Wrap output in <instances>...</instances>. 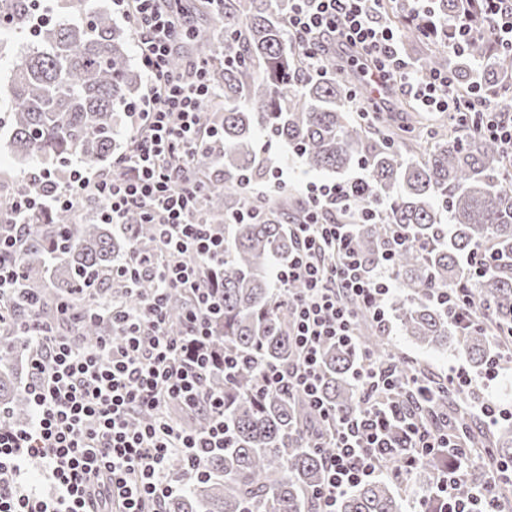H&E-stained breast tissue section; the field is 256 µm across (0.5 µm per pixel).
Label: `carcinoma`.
<instances>
[{"label": "carcinoma", "mask_w": 512, "mask_h": 512, "mask_svg": "<svg viewBox=\"0 0 512 512\" xmlns=\"http://www.w3.org/2000/svg\"><path fill=\"white\" fill-rule=\"evenodd\" d=\"M73 11H92L90 25L59 21L39 27L36 43L16 57L7 137L12 153L31 169L64 173L74 162L112 166V159L130 151L136 139L129 112L142 105L141 71L132 63L127 34L112 14L89 0H63ZM433 30L415 60L424 73L453 75L461 95L469 96L479 82L482 96L507 105L504 89L512 78V51L491 33L475 35L461 55L448 51L445 22L463 14L482 23L477 0H429ZM181 14L215 10L224 20V63L210 68L212 83L223 93L224 107L203 108L204 125L217 129L194 152L191 175L203 183L210 223L224 232V269L215 277L224 292V323L211 340L217 353L245 359L237 374L227 377L217 367L208 386L224 392V420L231 438L224 452L203 461L206 476L186 492L172 497L165 512H317L310 497L322 481V460L330 448H314L329 434L305 403L286 392L257 394L256 363L288 367L293 358L289 336L288 296L274 291L271 269L288 261L295 240L288 225L303 214L304 202L286 191L253 195L244 178L254 181L271 167L255 149L260 134L288 146L308 172L342 177L354 166L364 169L362 196L351 211L369 203L382 207L381 217L357 224L351 246L366 266L384 261L391 250L389 271L398 293L391 299L400 328L415 343L437 349L448 345L452 323L448 309L432 295L439 288L473 287L477 298L491 306L489 327L472 328L460 337L472 366L484 369L497 355L498 342L512 330V174L502 145L480 133L470 116L463 135L411 136L394 129L391 117L379 112L369 124L352 116L349 83L352 74H338L336 57L326 55L317 75L309 71L297 45L286 39L288 0H223L217 5L169 4ZM26 0H0V13L12 15L14 26L0 35L22 37L31 25ZM413 4L391 0L387 17L398 27L411 23ZM213 28L193 27L185 45L209 44ZM17 191L42 194L47 187L25 175L14 190L0 193V224L6 223ZM249 207L253 224L233 223V214ZM398 225L408 241L392 243ZM154 244L153 226L136 212L111 228L97 223L92 208L57 211L44 224L27 228L18 253L21 287L39 296L57 324L77 326L81 344H93L110 332L107 323L81 317L74 324L59 312L107 300L112 268L140 246ZM479 247L487 248L491 271L469 280L460 276L461 261ZM54 268L48 288L44 274ZM189 298L169 294L166 314L171 326L182 328ZM392 357L383 337L366 328L358 344L324 348L323 396L343 414L359 410L353 382L359 349ZM0 407L9 421L25 424L28 400L17 382L16 365L25 354L23 339L0 340ZM448 397L437 396L434 410H414L420 423L433 413H446ZM473 446L491 447L499 463H512V429L471 433ZM483 473L474 468L459 483L472 494L482 486ZM426 512H442L443 500L430 486L420 488ZM338 512H403L393 486L372 482L358 486L337 504Z\"/></svg>", "instance_id": "cac0c4a2"}]
</instances>
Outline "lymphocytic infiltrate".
Here are the masks:
<instances>
[{"mask_svg": "<svg viewBox=\"0 0 512 512\" xmlns=\"http://www.w3.org/2000/svg\"><path fill=\"white\" fill-rule=\"evenodd\" d=\"M114 3L124 7L134 29L150 89L134 113L137 140L114 160L113 170L91 174L82 163L64 175L42 170L47 193L13 198L11 228L0 230V296L17 290L20 235L40 215L91 205L100 223L121 224L136 210L155 226L157 241L116 267L118 293L94 312L109 320L112 333L93 345L54 334L39 316V297H24L30 315L20 329L31 355V416L15 427L0 408V512H162L168 499L203 477L202 461L224 448V396L206 387L214 362L206 345L217 302L205 276L206 267L223 263L224 240L205 221L202 186L185 178L209 134L201 108L216 90L206 58L184 73L170 71L186 25L162 0ZM379 3L292 0L288 30L311 69L319 68L323 55L343 51L344 65L360 67L374 90L394 87L423 111L445 112L462 124L468 113H480L481 132L512 155V111L486 105L478 94L461 98L448 73L419 74L394 30L380 21ZM361 182L353 176L306 187L303 218L289 227L295 250L275 273L279 290L293 281L305 285L288 298L296 359L285 369L260 367L259 388L302 396L333 431V452L313 492L318 512H336L341 498L382 470L404 480L442 452L450 464L436 487L448 512H504L499 490L512 483V465L498 468L482 493L460 497L457 472L468 455L462 433L446 422L428 429L412 421L411 405L428 404L440 392L427 379L400 375L395 362L366 351L354 370L359 411L342 414L323 399V346L355 342L364 315L388 332L385 305L396 292L387 266L367 267L350 246L348 225L336 221L337 213L350 210ZM173 289L193 300L179 334L165 316ZM435 300L458 323L484 326L491 318L489 306L470 291H442ZM202 403L210 414L206 426L188 427L172 414L176 408L196 411ZM137 412L150 414V421L132 426ZM393 425L401 427L404 446L391 443Z\"/></svg>", "mask_w": 512, "mask_h": 512, "instance_id": "1", "label": "lymphocytic infiltrate"}]
</instances>
